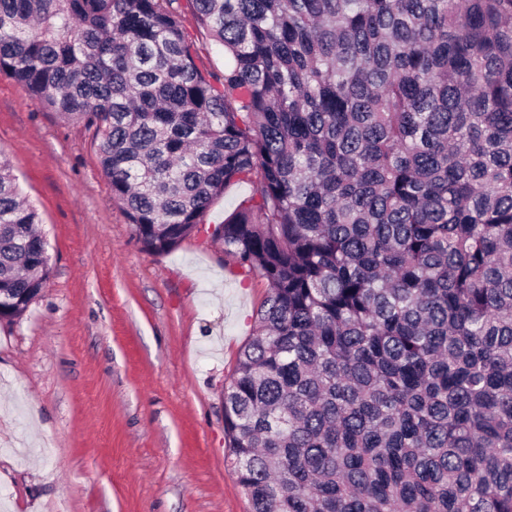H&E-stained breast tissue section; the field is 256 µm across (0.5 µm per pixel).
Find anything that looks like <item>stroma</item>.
Segmentation results:
<instances>
[{
	"label": "stroma",
	"mask_w": 512,
	"mask_h": 512,
	"mask_svg": "<svg viewBox=\"0 0 512 512\" xmlns=\"http://www.w3.org/2000/svg\"><path fill=\"white\" fill-rule=\"evenodd\" d=\"M0 155L37 209L52 274L0 322V512H249L227 461L224 388L264 282L205 230L144 252L93 133L0 75Z\"/></svg>",
	"instance_id": "35a3bbf8"
}]
</instances>
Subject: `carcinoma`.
I'll use <instances>...</instances> for the list:
<instances>
[{"instance_id": "obj_1", "label": "carcinoma", "mask_w": 512, "mask_h": 512, "mask_svg": "<svg viewBox=\"0 0 512 512\" xmlns=\"http://www.w3.org/2000/svg\"><path fill=\"white\" fill-rule=\"evenodd\" d=\"M0 0V73L94 131L137 241L268 293L224 388L250 512H512V0ZM0 156V321L50 278ZM199 59L198 66L216 75L224 73V49L205 34H198Z\"/></svg>"}]
</instances>
